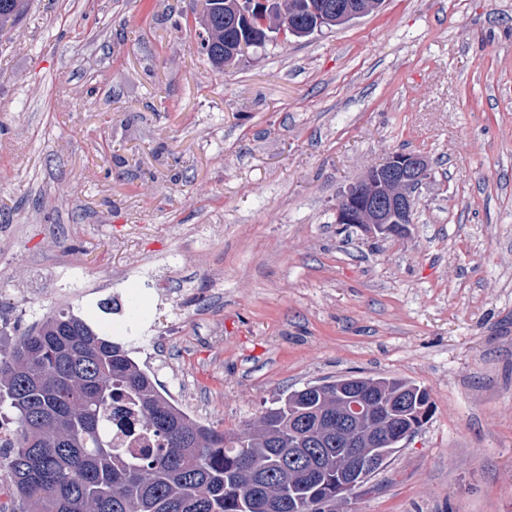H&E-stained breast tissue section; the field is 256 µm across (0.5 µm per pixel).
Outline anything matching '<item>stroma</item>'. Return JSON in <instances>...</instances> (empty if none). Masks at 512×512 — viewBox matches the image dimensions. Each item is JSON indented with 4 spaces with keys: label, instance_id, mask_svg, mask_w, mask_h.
I'll return each mask as SVG.
<instances>
[{
    "label": "stroma",
    "instance_id": "1",
    "mask_svg": "<svg viewBox=\"0 0 512 512\" xmlns=\"http://www.w3.org/2000/svg\"><path fill=\"white\" fill-rule=\"evenodd\" d=\"M198 0H29L0 31V319L98 313L234 432L346 374L431 412L337 512H512V0H385L218 69ZM424 155L399 236L336 221ZM139 298L135 335L125 307Z\"/></svg>",
    "mask_w": 512,
    "mask_h": 512
}]
</instances>
